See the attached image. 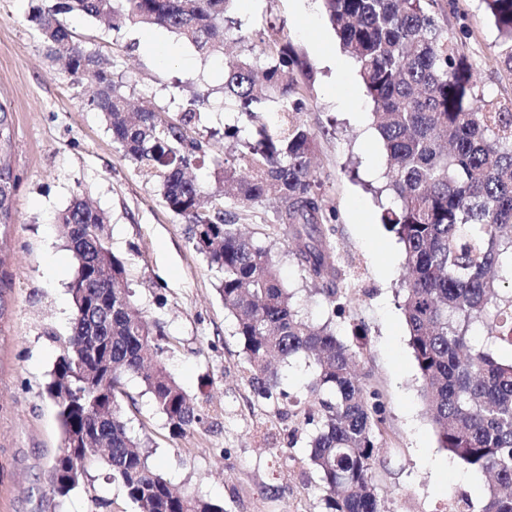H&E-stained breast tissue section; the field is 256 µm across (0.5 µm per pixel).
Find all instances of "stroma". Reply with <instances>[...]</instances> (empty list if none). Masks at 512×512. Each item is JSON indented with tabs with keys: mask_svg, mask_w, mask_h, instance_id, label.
Returning a JSON list of instances; mask_svg holds the SVG:
<instances>
[{
	"mask_svg": "<svg viewBox=\"0 0 512 512\" xmlns=\"http://www.w3.org/2000/svg\"><path fill=\"white\" fill-rule=\"evenodd\" d=\"M40 4L0 0V104L10 113L11 164L20 178L12 221L0 224V266L11 275L0 291V512H134L102 463L66 499L50 490L62 433L46 387L69 333L67 284L76 268L54 218L77 198L109 217V244L129 263L132 300L163 326L170 340L166 365L205 413L201 425L173 435L140 380H129L126 391L135 402L125 405V415L151 462L176 488L223 504L224 512H327L307 462L311 427L299 416L281 418L282 404L261 398L249 383L218 273L195 250L188 224L165 207L156 183L88 106L91 88L75 85L50 54L29 20ZM435 10L444 30L462 42L477 87L512 99V69L500 57V36L482 0H437ZM228 17L246 42L228 36L224 53L207 58L161 27L126 23L116 30L76 13L64 21L111 60L113 80L133 103L149 102L173 117L193 91L209 93L196 132L211 141L193 173L212 192L224 166L216 132L243 122L224 107L225 63L244 56L263 66L257 35L267 21L283 23L313 70L302 120L316 135L319 191L336 214L332 239L339 292L348 298L344 310L334 312L298 266L276 200L225 206L271 248L305 316L316 324L332 320L341 341L363 347L358 374L383 406L384 449L374 478L385 512H448L464 496L480 505L483 476L449 458L425 413L399 308L402 247L381 221L393 200L384 189L385 152L354 61L342 51L321 0L302 6L232 0ZM50 253L59 261L53 274L45 268Z\"/></svg>",
	"mask_w": 512,
	"mask_h": 512,
	"instance_id": "obj_1",
	"label": "stroma"
}]
</instances>
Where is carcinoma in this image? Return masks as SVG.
Instances as JSON below:
<instances>
[{
    "label": "carcinoma",
    "instance_id": "obj_1",
    "mask_svg": "<svg viewBox=\"0 0 512 512\" xmlns=\"http://www.w3.org/2000/svg\"><path fill=\"white\" fill-rule=\"evenodd\" d=\"M230 0H42L31 22L52 52L65 57L79 83L94 86L88 105L103 114L112 136L148 179L166 207L190 224L196 251L220 275L218 292L234 319L249 381L273 397L277 365L303 353L313 364L314 397L304 423L329 512H381L373 470L382 444L375 394L356 377L362 352L344 344L332 320L315 326L282 284L269 248L241 233L225 198L241 203L270 195L278 219L292 228L294 255L342 308L338 271L325 244L335 221L312 175L314 134L301 121L307 97L298 75L307 64L280 38L263 41L266 62L256 70L238 59L224 72V107L249 124L224 128L233 162H224L223 193L211 195L189 175L208 142L190 131L205 96L195 94L172 118L143 108L131 119L126 97L112 83V64L85 47L60 18L77 12L115 29L129 21L157 25L203 56L224 49ZM345 53L355 61L373 105L387 157L394 205L382 223L404 249L400 309L421 378V395L440 446L486 475L480 512H512V359L491 346L512 348V294L498 283L512 272V101L479 93L457 39L444 34L431 0H322ZM512 69V0H482ZM277 103L261 118L263 97ZM10 115L0 105V224L9 223L17 192L11 165ZM56 223L67 229L77 267L68 283L71 332L56 360L47 394L66 442L93 428L96 443L55 457L52 493L65 497L99 461L121 485L135 512H224L203 496L176 491L148 463L143 441L128 432L121 398L125 378H140L174 434L204 421L203 410L168 371L169 346L159 323L132 306L126 263L109 246L106 214L75 200ZM480 324L487 341H472Z\"/></svg>",
    "mask_w": 512,
    "mask_h": 512
}]
</instances>
